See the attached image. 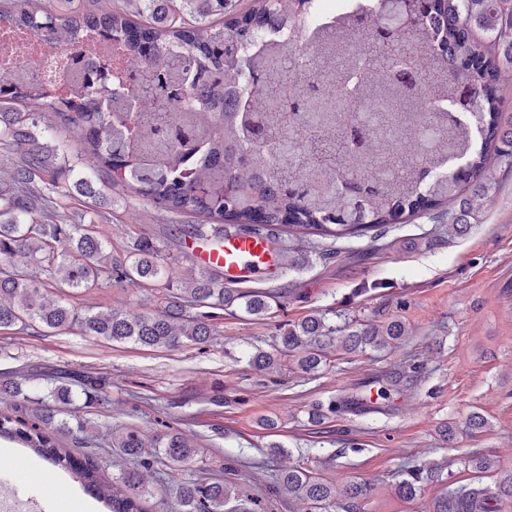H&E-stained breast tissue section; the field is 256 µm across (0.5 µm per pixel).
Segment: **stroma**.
<instances>
[{"label":"stroma","mask_w":512,"mask_h":512,"mask_svg":"<svg viewBox=\"0 0 512 512\" xmlns=\"http://www.w3.org/2000/svg\"><path fill=\"white\" fill-rule=\"evenodd\" d=\"M499 181L495 203L462 237L448 236L430 213L374 238L323 239L322 249L333 250L334 258L314 255L302 270L259 281V288L280 293V309L260 319L239 310L225 313L216 321L217 340L209 344L149 348L95 340L76 329L0 335V377L23 381L33 400L44 396L51 377L62 371L107 377L112 386L106 401L92 412H77L95 422L94 441L63 435L59 444L77 458H91L108 479L131 466L107 445L113 428L153 433L170 425L200 450L186 478L233 481L259 500L262 512H306L287 493L270 490L275 471L297 464L339 490L353 482L364 485V512H423L441 487L426 485L415 500H401L391 484L402 466L435 462L450 471L453 483L464 485L470 474L462 460L480 448L512 469V171H502ZM105 193L112 221L103 231L114 247L134 231L182 259L184 240L170 230L190 224V217L173 216L119 188ZM408 238L427 244L402 251ZM146 295V289L123 284L87 293L79 303L137 314L148 309ZM330 310L354 320L396 315L410 334L391 352L335 350L330 364L311 375L300 373L290 356L273 372L250 366L256 350H273L281 323ZM411 354L427 366L414 386L398 378ZM368 384L385 391L384 413L310 421L316 403L355 394ZM473 411L488 424L472 436L465 420ZM263 418L277 420V431L263 430ZM448 421L457 424L450 442L437 431ZM276 442L283 453L273 451ZM28 465L38 468L42 462L15 451L0 456V485L41 501L43 512H97L77 495L75 477L65 476L49 495L43 485L24 479Z\"/></svg>","instance_id":"obj_1"}]
</instances>
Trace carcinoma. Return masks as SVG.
Listing matches in <instances>:
<instances>
[{
    "label": "carcinoma",
    "instance_id": "carcinoma-1",
    "mask_svg": "<svg viewBox=\"0 0 512 512\" xmlns=\"http://www.w3.org/2000/svg\"><path fill=\"white\" fill-rule=\"evenodd\" d=\"M229 0H0V24L37 29L54 44L93 32L121 45L130 64L153 75L151 91L129 96L135 107L105 112L98 101L101 74L84 77L79 97L50 105L18 85L0 83V148L14 157L0 169V334L49 335L78 329L105 341L175 349L207 344L219 335L216 311L238 307L267 317L278 296L268 290L224 287L217 271L176 276L179 258L149 236L133 235L117 252L98 224L75 220L53 197V178L66 174L85 198L99 191L93 176L168 213L200 219L193 238L221 235L228 225L251 236H364L401 224L421 211L445 208L448 234L463 236L479 223L500 190L498 172L512 170V122L502 121L512 83V0H442L419 14L412 0H375L334 24L323 23L314 43L302 36L317 0H252L224 21ZM336 86L339 106L321 118L316 92ZM474 108L463 123L448 112L461 88ZM187 95L193 109L168 102ZM62 128L67 142L53 140ZM77 150L70 151L69 144ZM462 167L442 168L452 154ZM25 263L18 266L14 257ZM150 288L155 308L130 314L83 309L78 295L112 284ZM404 320L348 322L314 312L279 326L274 351L258 350L260 370L295 357L303 374L329 362L327 346L340 339L346 353L391 350L405 341ZM425 371L416 356L402 366L413 385ZM84 408L105 399L104 378L63 374L35 413L22 383L0 379V394L19 401L18 415L0 416V438L18 439L54 467L76 473L98 492L109 512H146L143 472L176 486L179 512H259L232 482L180 479L198 453L170 425L146 436L132 427L112 431V451L133 467L107 481L93 461L73 459L57 435H80L60 418L74 402ZM355 396L319 403L320 422L350 411ZM476 482L435 497L428 512H506L512 506V470L490 454L464 460ZM496 476L494 488L479 479ZM442 480L435 465L413 466L393 484L411 500L420 484ZM275 492H286L308 512H333L336 487L303 466L280 472ZM365 487L342 493L344 512H359Z\"/></svg>",
    "mask_w": 512,
    "mask_h": 512
}]
</instances>
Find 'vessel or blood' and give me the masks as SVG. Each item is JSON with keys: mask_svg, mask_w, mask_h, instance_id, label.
Masks as SVG:
<instances>
[{"mask_svg": "<svg viewBox=\"0 0 512 512\" xmlns=\"http://www.w3.org/2000/svg\"><path fill=\"white\" fill-rule=\"evenodd\" d=\"M186 249L195 267L222 272L228 285L267 278L282 266L267 239L232 230L225 231L219 244L194 241Z\"/></svg>", "mask_w": 512, "mask_h": 512, "instance_id": "obj_1", "label": "vessel or blood"}]
</instances>
